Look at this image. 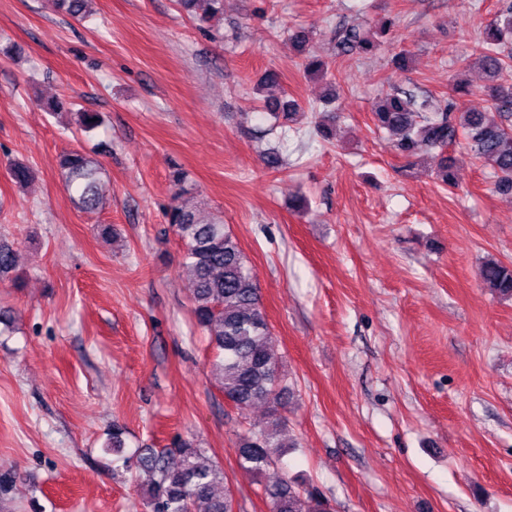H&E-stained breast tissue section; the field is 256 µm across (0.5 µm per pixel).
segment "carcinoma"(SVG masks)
Wrapping results in <instances>:
<instances>
[{"mask_svg":"<svg viewBox=\"0 0 512 512\" xmlns=\"http://www.w3.org/2000/svg\"><path fill=\"white\" fill-rule=\"evenodd\" d=\"M95 0H48V6L77 20L93 16ZM193 12L203 2L200 20L207 22L223 15L224 0H181ZM394 21L379 30L361 24L345 25L336 31V54L350 55L378 50ZM465 66L480 68L487 80L484 96L487 106L468 112L454 111L453 104L434 107L431 100L411 90L394 89L372 106V121L393 138L399 156L412 165L421 153L435 151L437 176L443 184L456 185L455 158L448 148L459 141L476 158L489 165L496 176L495 189L512 194V0H502L495 19L485 29L479 53ZM269 115L290 120L302 110L293 98L281 95L264 100ZM75 124L90 131L101 124L96 113L74 112ZM18 187L35 178L33 169L20 161L6 165ZM62 181L77 207L86 213L102 209L100 193L102 167L81 152L67 155L61 163ZM173 192L165 217L183 244L182 264L191 275L193 313L198 326L209 336L215 354L214 369L224 398L236 409L246 411L258 404L275 408L283 393L278 355L271 342L270 327L261 306L256 277L233 234L223 222L200 215L186 205L189 193L187 174L177 168L171 175ZM17 249L0 239V278L15 270ZM483 283L495 294L512 300V264L488 259L481 266ZM289 442L282 438L280 424L273 421L266 429L247 430L239 436V466L258 478L282 456ZM152 473L147 490L148 512H234L230 489L217 492L224 483V472L205 451L190 440L141 459ZM263 493L272 512H333L330 500L314 489H305L287 478L266 485Z\"/></svg>","mask_w":512,"mask_h":512,"instance_id":"1","label":"carcinoma"}]
</instances>
